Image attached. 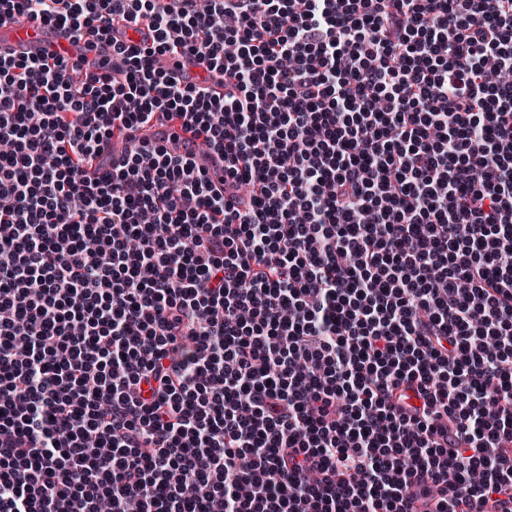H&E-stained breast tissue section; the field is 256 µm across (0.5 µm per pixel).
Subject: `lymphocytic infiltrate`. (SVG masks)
Returning <instances> with one entry per match:
<instances>
[{
	"label": "lymphocytic infiltrate",
	"instance_id": "obj_1",
	"mask_svg": "<svg viewBox=\"0 0 512 512\" xmlns=\"http://www.w3.org/2000/svg\"><path fill=\"white\" fill-rule=\"evenodd\" d=\"M144 13L119 79L0 57V512H503L512 0H0ZM159 66L181 85L200 82L209 86L214 93L224 95V73H210L207 65L197 58L170 55L159 58ZM154 133L161 139L175 138L180 145V152L192 159L195 164L208 170L212 180L220 183L224 176V164H220L210 155V150L205 148L200 142L190 138L178 126H157Z\"/></svg>",
	"mask_w": 512,
	"mask_h": 512
}]
</instances>
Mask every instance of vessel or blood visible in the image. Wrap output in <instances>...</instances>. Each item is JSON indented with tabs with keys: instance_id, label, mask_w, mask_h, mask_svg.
Listing matches in <instances>:
<instances>
[{
	"instance_id": "vessel-or-blood-1",
	"label": "vessel or blood",
	"mask_w": 512,
	"mask_h": 512,
	"mask_svg": "<svg viewBox=\"0 0 512 512\" xmlns=\"http://www.w3.org/2000/svg\"><path fill=\"white\" fill-rule=\"evenodd\" d=\"M10 57H62L72 62L90 60L96 62L98 71L119 76L116 57L112 53L111 38L59 24H37L17 16L0 24V56ZM159 65L166 74L180 84L202 83L214 93L223 94L224 75L210 72L199 59L183 55H171L160 59ZM155 132L162 139H176L181 153L199 167L208 170L213 181H221L224 166L214 160L200 141L190 138L176 126H159Z\"/></svg>"
}]
</instances>
